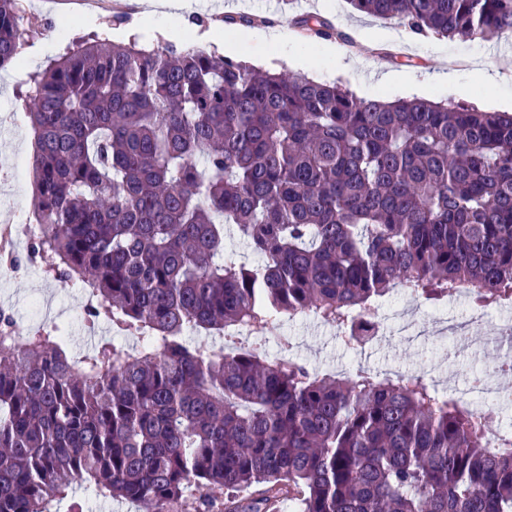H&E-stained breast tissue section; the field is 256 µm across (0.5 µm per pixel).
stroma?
Returning a JSON list of instances; mask_svg holds the SVG:
<instances>
[{"label":"stroma","mask_w":512,"mask_h":512,"mask_svg":"<svg viewBox=\"0 0 512 512\" xmlns=\"http://www.w3.org/2000/svg\"><path fill=\"white\" fill-rule=\"evenodd\" d=\"M269 15L285 28L293 43L308 44L322 79L339 81L366 99L387 101L424 97L453 103H473L482 98L512 105V38L497 42L446 40L415 36L401 41L404 25L352 13L346 0H274ZM316 13L327 17L332 38L304 39L294 20ZM26 17L37 36L26 45V66L0 73V159L17 160L13 175L0 174V207L28 210L33 195L31 161L21 148L22 133L29 122L26 110L16 98V89L31 71L46 65L72 38L103 29L122 38L140 34L139 21L131 11L112 7L104 12L70 14L65 30L52 26L54 16L42 9L27 11ZM477 63L487 82H477L469 63ZM84 290L78 285L45 278L36 265H29L21 277L0 282V307L28 329L54 324L69 338L72 352L84 350V322L80 318ZM381 344L352 351L338 337L335 328L317 321L299 319L277 323L264 346L269 357H277L281 337L299 345L306 365L354 367L379 370L399 366L416 373L433 372L440 378L464 376L482 366L480 354L456 349L454 341H437L434 336L401 335L391 318H383Z\"/></svg>","instance_id":"stroma-1"}]
</instances>
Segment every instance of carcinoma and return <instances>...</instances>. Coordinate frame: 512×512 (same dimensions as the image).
Here are the masks:
<instances>
[{"label":"carcinoma","mask_w":512,"mask_h":512,"mask_svg":"<svg viewBox=\"0 0 512 512\" xmlns=\"http://www.w3.org/2000/svg\"><path fill=\"white\" fill-rule=\"evenodd\" d=\"M347 3L417 35L512 37V0ZM24 19L0 0V69ZM138 42L78 40L18 89L40 225L27 260L83 284L88 324L157 344L76 356L55 325L6 340L0 310V512H56L78 482L149 512H272L285 495L298 512H512V433L490 447L492 419L424 376L319 375L187 340L261 339L310 312L354 346L398 289L512 303V114ZM231 234L259 262L225 251Z\"/></svg>","instance_id":"cac0c4a2"}]
</instances>
